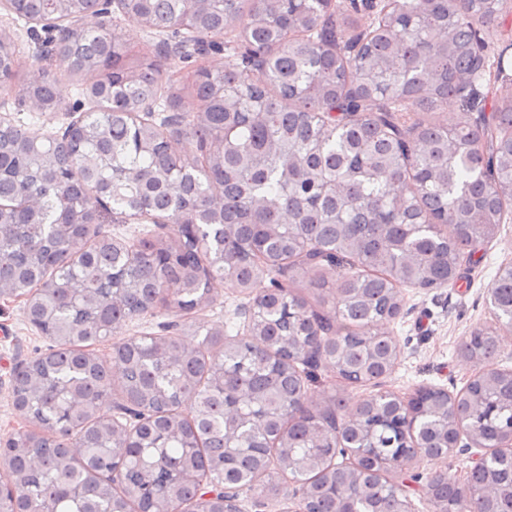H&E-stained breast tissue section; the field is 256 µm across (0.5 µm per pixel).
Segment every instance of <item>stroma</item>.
I'll return each mask as SVG.
<instances>
[{"mask_svg":"<svg viewBox=\"0 0 512 512\" xmlns=\"http://www.w3.org/2000/svg\"><path fill=\"white\" fill-rule=\"evenodd\" d=\"M85 23L89 26L102 23L111 26L121 37L125 50L132 55H144L160 42L158 32L123 20L114 8L109 13L87 17ZM0 26L13 30L14 38L23 50L18 79L13 81L10 89H0V121L54 134L89 109L88 99L80 93L82 85L88 82L87 77L64 75L59 76L55 83L59 111L42 112L29 105L17 107L16 99L22 83L41 75L48 69L49 62L36 53L28 24L15 21L13 15L1 7ZM240 53V45L221 44L220 48L208 51L206 56L193 58L190 63L181 65L174 78L182 85H190L195 81L199 66L213 71L234 66ZM510 264L512 223L502 225L497 238L491 243L464 257L456 284L445 288L402 287L404 313L389 324L400 348V357L392 373L378 383L350 384L332 369L320 367L316 380L307 384L309 403L316 404L333 395L351 404L384 389L407 393L421 385L442 387L451 393L461 390L473 368L460 359L459 348L474 328L495 324L489 287L497 269ZM212 296L213 305L197 313V324L219 323L223 325L225 335H245L247 320L241 309L251 304V297L235 293L220 282L215 283ZM24 307L23 300L0 297V439L28 426L25 414L15 407L11 398V384L17 367L51 346L50 339L29 323Z\"/></svg>","mask_w":512,"mask_h":512,"instance_id":"stroma-1","label":"stroma"}]
</instances>
